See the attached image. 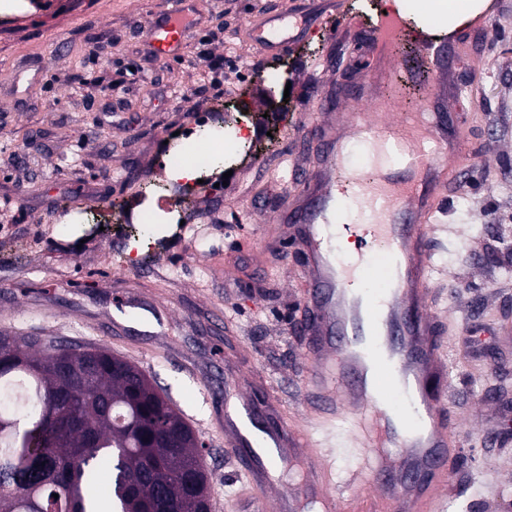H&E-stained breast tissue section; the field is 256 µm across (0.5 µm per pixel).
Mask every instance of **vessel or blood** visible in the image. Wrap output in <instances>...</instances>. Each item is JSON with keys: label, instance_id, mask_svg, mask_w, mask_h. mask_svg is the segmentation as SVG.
I'll return each instance as SVG.
<instances>
[{"label": "vessel or blood", "instance_id": "vessel-or-blood-1", "mask_svg": "<svg viewBox=\"0 0 512 512\" xmlns=\"http://www.w3.org/2000/svg\"><path fill=\"white\" fill-rule=\"evenodd\" d=\"M174 3L153 25L152 47L169 58L180 55L195 13L194 0ZM496 19L486 14L447 35L436 33L430 20L412 30L398 14L368 19L346 6L336 11L337 35L356 38L361 83L351 95L355 106L342 113L340 133H325L323 178L297 171L290 178L297 199L309 203L290 235L303 297L297 328L308 344L301 414L290 419L272 393L256 394L248 379L224 386V446L253 494L254 512H294L305 496L321 512H445L455 495L448 463L471 426L448 415L430 267L447 191L469 178L475 161L464 124L447 106L448 94L458 90L451 59L479 48ZM407 38L426 77L415 112L397 109L404 63L396 48ZM249 43L281 52L295 38H269L260 22ZM349 139L370 161L371 176L353 166ZM334 172L343 180L329 182ZM356 192L360 208L376 212V220L349 221ZM338 230L354 240V255L336 253ZM235 243L273 251L276 229L250 228ZM339 419L350 424L346 444L365 461L343 492L335 487L325 438ZM288 463L300 466L304 480L274 496L276 467Z\"/></svg>", "mask_w": 512, "mask_h": 512}]
</instances>
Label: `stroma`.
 <instances>
[{"instance_id":"stroma-1","label":"stroma","mask_w":512,"mask_h":512,"mask_svg":"<svg viewBox=\"0 0 512 512\" xmlns=\"http://www.w3.org/2000/svg\"><path fill=\"white\" fill-rule=\"evenodd\" d=\"M170 0H0V333L104 346L137 365L205 445L210 512H248L236 463L224 447V379L251 378L298 407L307 349L295 334L300 293L292 256L261 259L225 243L232 217L269 224L287 211L292 167L314 169L319 145L294 127L318 102L312 86L355 83L347 43L329 29L300 31L285 53L248 43L250 23L283 11L296 20L328 0H197L196 27L174 59L153 55L151 29ZM250 63L235 78L228 57ZM476 73L455 107L479 158L473 178L448 193L447 230L434 244V305L450 334L448 407L479 429L450 464L457 495L447 512H512V10L461 63ZM238 81L226 97L227 82ZM247 111L248 135L233 174L210 171L182 195L166 174L170 154L199 128L230 126ZM205 216L163 224L153 243L130 237L142 191ZM97 215L66 223L84 188ZM144 290L140 309L161 305L154 331L112 332L115 276Z\"/></svg>"}]
</instances>
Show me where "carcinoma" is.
I'll return each instance as SVG.
<instances>
[{
  "label": "carcinoma",
  "mask_w": 512,
  "mask_h": 512,
  "mask_svg": "<svg viewBox=\"0 0 512 512\" xmlns=\"http://www.w3.org/2000/svg\"><path fill=\"white\" fill-rule=\"evenodd\" d=\"M0 512H209L202 442L100 346L0 334Z\"/></svg>",
  "instance_id": "carcinoma-1"
}]
</instances>
